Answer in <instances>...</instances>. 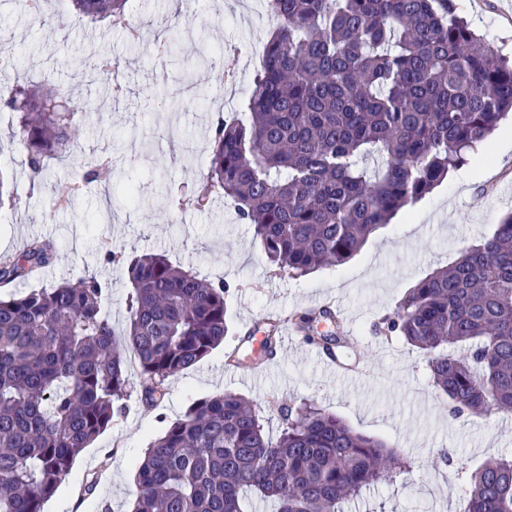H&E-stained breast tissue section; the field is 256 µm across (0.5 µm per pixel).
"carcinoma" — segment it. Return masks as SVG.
Returning a JSON list of instances; mask_svg holds the SVG:
<instances>
[{
  "instance_id": "obj_1",
  "label": "carcinoma",
  "mask_w": 512,
  "mask_h": 512,
  "mask_svg": "<svg viewBox=\"0 0 512 512\" xmlns=\"http://www.w3.org/2000/svg\"><path fill=\"white\" fill-rule=\"evenodd\" d=\"M78 18L130 31L129 0H70ZM275 29L244 108L219 115L200 186L173 201L206 208L215 194L253 227L267 261L292 277L341 266L377 228L423 199L512 113V63L457 15L453 0H266ZM114 57L88 78L113 96ZM15 115L30 180L65 160L86 108L44 84L0 98ZM112 183V163H89L80 192ZM33 240L0 261V288L37 277L55 258ZM132 288L125 337L101 313L94 275L0 298V512H43L77 456L122 411L136 359L149 406L166 381L224 342L230 285L159 253L109 250ZM304 339L348 343L326 308L298 311ZM382 329L428 357L453 417L512 412V214L451 266L418 282ZM273 440L262 405L233 392L194 403L151 442L135 474L131 512H242L245 495L274 512H343L409 463L313 402L279 407ZM464 512H512V458L466 475Z\"/></svg>"
}]
</instances>
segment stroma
<instances>
[{
  "label": "stroma",
  "mask_w": 512,
  "mask_h": 512,
  "mask_svg": "<svg viewBox=\"0 0 512 512\" xmlns=\"http://www.w3.org/2000/svg\"><path fill=\"white\" fill-rule=\"evenodd\" d=\"M457 11L491 47L512 41V0H455ZM133 21L144 38L130 44L119 29L92 28L76 20L71 6L55 12L53 23L31 17L25 0H0V43L15 53L13 82H46L73 97L92 100L81 80L94 55L120 57L125 93L111 111H88L70 161L50 167L41 188L29 181L25 151L12 137L10 113L0 112V169L8 172L15 198L0 209V258L34 238L56 241L54 263L39 278L18 284L27 292L94 274L106 281L102 312L115 331L127 324L131 293L124 270L105 264L106 250L158 252L173 263L213 280L234 282L227 300L229 333L194 366L166 382L156 406L141 401L140 370L128 360L132 387L124 411L77 457L45 512H128L137 488L134 476L148 443L161 436L200 399L232 391L260 402L270 436L282 429L280 406L310 400L336 414L353 430L380 438L411 469L391 484L368 487L344 512H463L467 484L458 468L474 469L486 458L512 456V413L490 410L448 418V400L433 385L426 356L403 339L380 332L378 320L392 313L406 293L435 269L455 262L464 247L490 237L512 213V144L495 133L471 153L461 169L390 224L370 234L344 266L316 270L300 278L271 266L250 225L216 197L203 210L174 209V190H190L209 165V129L224 107L243 110L247 92L270 36L263 0H131ZM176 16L173 53H153L154 22ZM240 57L234 81L221 82L219 51ZM108 157L111 187L74 193L87 160ZM149 186L136 204L127 201L129 184ZM68 206H60L61 198ZM344 312L356 343L342 356L370 368L368 383H353L328 372L313 344L283 332L280 346L258 381L227 373L225 360L248 335L254 321L281 316L324 301ZM448 452L453 467L438 457ZM92 494H85L88 480Z\"/></svg>",
  "instance_id": "stroma-1"
}]
</instances>
